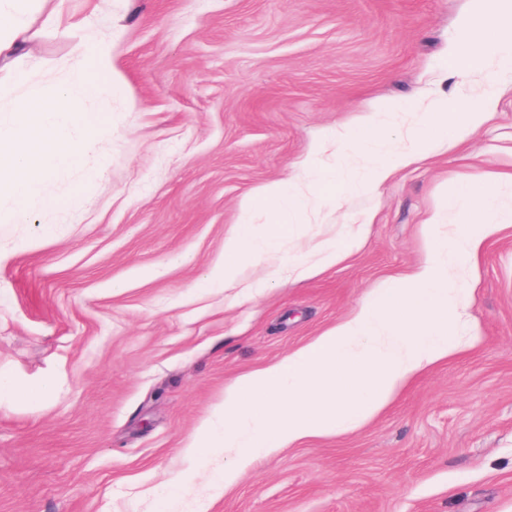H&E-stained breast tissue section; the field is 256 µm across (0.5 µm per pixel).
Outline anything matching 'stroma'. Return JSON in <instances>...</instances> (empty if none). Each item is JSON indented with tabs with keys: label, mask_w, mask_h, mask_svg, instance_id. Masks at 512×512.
I'll return each instance as SVG.
<instances>
[{
	"label": "stroma",
	"mask_w": 512,
	"mask_h": 512,
	"mask_svg": "<svg viewBox=\"0 0 512 512\" xmlns=\"http://www.w3.org/2000/svg\"><path fill=\"white\" fill-rule=\"evenodd\" d=\"M0 84L52 93L76 48L114 83L90 149L48 180L63 213L15 216L0 192V375L50 380L43 404L0 397V512H512V83L477 132L376 189L341 143L402 105L398 141L433 100L475 102L457 45L474 0H49ZM109 44L113 66L96 53ZM492 186L502 230L480 256L483 342L415 380L367 424L259 461L230 490L181 448L226 385L285 358L424 257L464 174ZM303 186L300 223L265 200ZM250 225L276 250L202 287ZM332 240L316 277L276 265Z\"/></svg>",
	"instance_id": "stroma-1"
}]
</instances>
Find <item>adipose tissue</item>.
<instances>
[{"instance_id": "adipose-tissue-1", "label": "adipose tissue", "mask_w": 512, "mask_h": 512, "mask_svg": "<svg viewBox=\"0 0 512 512\" xmlns=\"http://www.w3.org/2000/svg\"><path fill=\"white\" fill-rule=\"evenodd\" d=\"M38 14L47 25L60 20L58 11H44L41 0H0V54L29 44ZM490 28L496 30L495 38L486 37ZM459 55L467 65L492 66L480 104L451 108L443 101L433 103L430 125L450 128V135L433 137L427 127L418 126L408 149H384L382 119L365 120L357 129L358 141L376 155H387L373 160L369 183H382L416 155L436 152L447 141L463 140L477 130L498 93L497 79L512 77V0H477L473 18L461 30ZM92 94L109 99L112 86L87 81L77 66L53 99L28 94L7 121H0V191L15 198L19 217L62 210L47 178L88 151V144L73 138L70 129L98 121V113L86 109ZM474 187L466 178L449 189L445 204L462 221L446 228L428 224L433 245L417 267L375 289L346 319L287 357L226 387L223 401L184 442V458L223 457L224 467L213 481L231 488L260 459L372 418L415 378L472 347L478 340L468 331L476 293L472 272L487 240L501 230L491 220V193L475 192ZM273 245L272 238L242 227L225 239L224 261L208 272L205 284L230 283L243 259Z\"/></svg>"}]
</instances>
